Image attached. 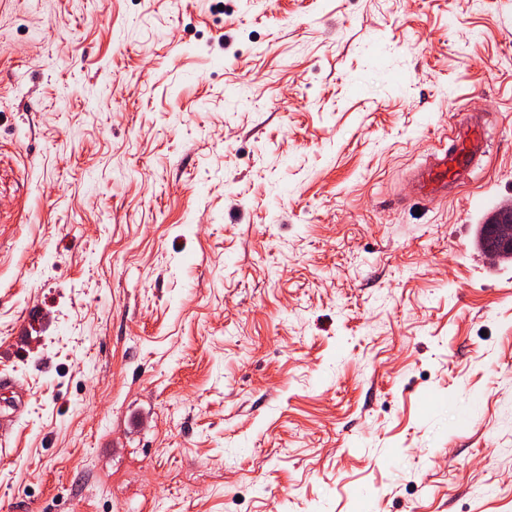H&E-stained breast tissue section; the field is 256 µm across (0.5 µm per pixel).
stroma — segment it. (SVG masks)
Returning <instances> with one entry per match:
<instances>
[{
    "mask_svg": "<svg viewBox=\"0 0 512 512\" xmlns=\"http://www.w3.org/2000/svg\"><path fill=\"white\" fill-rule=\"evenodd\" d=\"M510 198L512 0H0V512H512ZM481 149L482 139L474 132L451 151L447 150L434 160L417 166L412 171V179L419 192L426 198L443 193L449 181L469 170L474 154ZM498 210L501 212L499 217L501 224L494 226L496 247L485 252V256L492 261H499L504 255H510L512 251V224H507L508 216L512 211V201L502 202Z\"/></svg>",
    "mask_w": 512,
    "mask_h": 512,
    "instance_id": "1",
    "label": "stroma"
}]
</instances>
